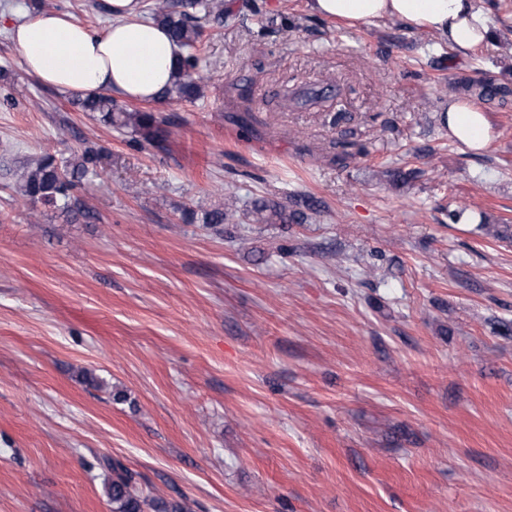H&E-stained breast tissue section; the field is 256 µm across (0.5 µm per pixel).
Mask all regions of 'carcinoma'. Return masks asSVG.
I'll return each mask as SVG.
<instances>
[{
    "label": "carcinoma",
    "instance_id": "cac0c4a2",
    "mask_svg": "<svg viewBox=\"0 0 512 512\" xmlns=\"http://www.w3.org/2000/svg\"><path fill=\"white\" fill-rule=\"evenodd\" d=\"M143 8L148 18L167 29L179 48L171 83L161 96L191 99L198 96L200 84L204 81L199 70L203 27L223 21V0H149ZM467 89L480 100L492 99L497 90L501 89L503 97L498 103L502 106L512 103V86L507 83L487 85L478 82L467 85ZM77 105L81 111L97 112L105 123L128 131L133 135L134 143L146 142L160 147L167 139L161 118L152 112L120 106L107 94L98 93L79 98ZM95 161L96 155L91 149L76 153L60 163L54 156L46 154L18 174L17 185L21 194L32 202L51 206L61 202L67 208L74 182L90 173H96ZM234 218L233 211L215 208L204 214L202 223L222 224ZM244 219L251 224H270L274 219L282 223L291 220L302 224L305 214L298 210L288 213L286 208L263 200L256 202L244 214ZM106 492L112 502V512H142L144 500L136 487L134 474L119 460L112 461V481Z\"/></svg>",
    "mask_w": 512,
    "mask_h": 512
}]
</instances>
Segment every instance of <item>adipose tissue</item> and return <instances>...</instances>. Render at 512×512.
Masks as SVG:
<instances>
[{"label": "adipose tissue", "mask_w": 512, "mask_h": 512, "mask_svg": "<svg viewBox=\"0 0 512 512\" xmlns=\"http://www.w3.org/2000/svg\"><path fill=\"white\" fill-rule=\"evenodd\" d=\"M112 24L101 34L69 15L48 11L17 24L11 37L29 73L62 90L109 91L127 100H153L170 84L176 48L166 32L141 20L140 0H108ZM328 20L361 23L397 19L447 38L461 52L487 42L488 24L475 0H308ZM448 129L473 150L485 148L488 121L468 100L449 103Z\"/></svg>", "instance_id": "ef3b65f1"}]
</instances>
